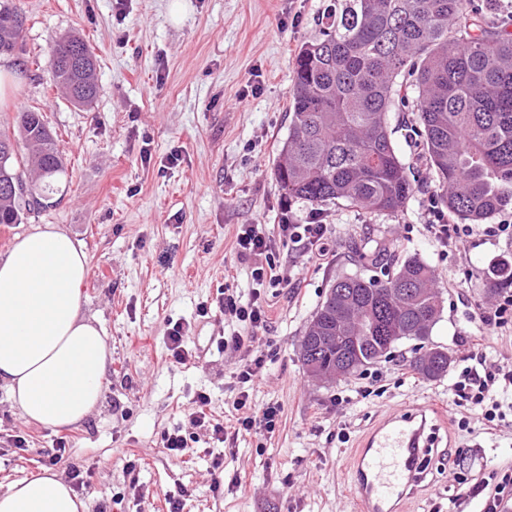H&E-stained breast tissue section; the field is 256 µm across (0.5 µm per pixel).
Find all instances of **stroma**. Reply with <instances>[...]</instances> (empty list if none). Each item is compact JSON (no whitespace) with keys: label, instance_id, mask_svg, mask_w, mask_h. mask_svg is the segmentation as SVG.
<instances>
[{"label":"stroma","instance_id":"stroma-1","mask_svg":"<svg viewBox=\"0 0 512 512\" xmlns=\"http://www.w3.org/2000/svg\"><path fill=\"white\" fill-rule=\"evenodd\" d=\"M27 63L0 59L15 74L0 93V124L21 109L42 112L62 152L65 174L53 206L0 224V254L17 236L54 224L85 246L89 274L83 312L111 349L97 408L65 430L27 422L0 386V491L41 474L58 437L70 446L55 470H80L87 512H355L349 495L351 449L386 412L434 405L438 449L411 512H480L472 488L489 475L512 474V416L488 429L469 407H448V378L427 381L409 361L413 342L333 383L314 380L299 359L305 330L337 276L356 273L351 242L386 246L402 259L418 255L434 270L442 311L429 342L464 354V337L487 339L491 359L512 363V327L488 330L490 261L512 256V239L471 238L463 254L444 253L426 213L438 184L422 149L388 123L413 192L395 214L366 213L345 203L322 206L326 250L313 254L278 240L283 194L275 176L288 135L294 63L316 38L334 0H21ZM80 36L95 54L98 95L78 108L53 81L50 46ZM242 224L264 225L288 287L264 289L269 321L262 376L249 388L256 406L279 404L274 433L213 443L190 425L197 393L214 418L229 420L245 351L220 347L224 289L249 300L250 266L235 253ZM208 316H199L201 306ZM188 327L195 360L175 363L166 348L169 321ZM466 427H459V420ZM187 439L169 455L165 434ZM24 435L28 451L10 447ZM221 469H214L215 458ZM243 488L228 491L232 481ZM223 489H215V482Z\"/></svg>","mask_w":512,"mask_h":512}]
</instances>
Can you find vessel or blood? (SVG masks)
I'll return each instance as SVG.
<instances>
[{
  "label": "vessel or blood",
  "mask_w": 512,
  "mask_h": 512,
  "mask_svg": "<svg viewBox=\"0 0 512 512\" xmlns=\"http://www.w3.org/2000/svg\"><path fill=\"white\" fill-rule=\"evenodd\" d=\"M431 406L385 415L351 461V496L358 512H408V501L425 475Z\"/></svg>",
  "instance_id": "obj_1"
}]
</instances>
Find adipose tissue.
<instances>
[{"instance_id": "adipose-tissue-1", "label": "adipose tissue", "mask_w": 512, "mask_h": 512, "mask_svg": "<svg viewBox=\"0 0 512 512\" xmlns=\"http://www.w3.org/2000/svg\"><path fill=\"white\" fill-rule=\"evenodd\" d=\"M88 274L80 242L52 224L17 237L0 256V384L27 421L71 427L100 402L110 350L82 314ZM85 510L53 472L0 492V512Z\"/></svg>"}]
</instances>
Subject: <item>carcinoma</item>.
I'll return each instance as SVG.
<instances>
[{"label":"carcinoma","instance_id":"obj_1","mask_svg":"<svg viewBox=\"0 0 512 512\" xmlns=\"http://www.w3.org/2000/svg\"><path fill=\"white\" fill-rule=\"evenodd\" d=\"M338 2L320 37L296 57L288 137L276 168L284 198L316 207L341 200L369 213L401 211L413 186L388 128L396 106L414 113L409 132L420 138L438 178V202L450 216L475 224L512 207V32L488 25L474 0ZM25 21L13 0H0V56L22 50ZM96 65L77 36L52 47L53 80L76 107L97 97ZM15 123V136L0 130V224L20 223L24 209L50 207L65 171L39 113L23 110ZM17 165L39 172L27 188ZM349 250L352 264L380 274L341 275L329 288L300 348L302 365L314 377L336 371L348 356L371 363L380 334L392 350L404 340L424 342L440 317L434 271L420 257L388 265L381 249L353 242ZM507 286L512 257L489 266V290ZM403 288L424 293L402 305ZM450 365L451 357L438 351L427 363L419 356L409 361L428 380L447 375Z\"/></svg>","mask_w":512,"mask_h":512}]
</instances>
